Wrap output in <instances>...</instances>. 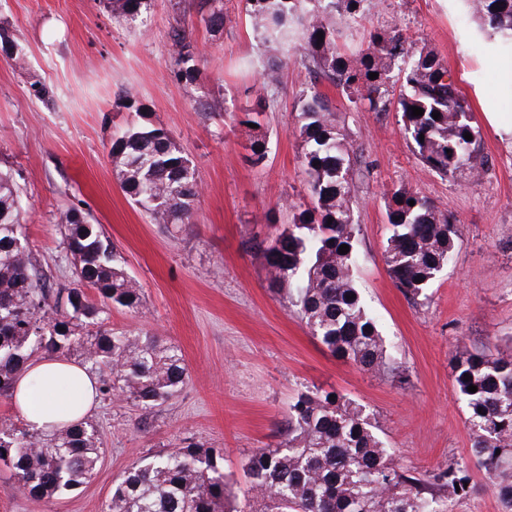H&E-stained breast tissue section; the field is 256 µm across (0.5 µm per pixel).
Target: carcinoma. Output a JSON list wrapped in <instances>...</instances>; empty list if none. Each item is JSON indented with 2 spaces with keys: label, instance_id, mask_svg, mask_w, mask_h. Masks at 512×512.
<instances>
[{
  "label": "carcinoma",
  "instance_id": "carcinoma-1",
  "mask_svg": "<svg viewBox=\"0 0 512 512\" xmlns=\"http://www.w3.org/2000/svg\"><path fill=\"white\" fill-rule=\"evenodd\" d=\"M367 2L247 0L255 38L273 55L263 69L266 93L258 95L239 124H255L247 160L253 167L265 165L269 141L260 117L271 111L284 60L300 53L310 84L299 97L294 133L302 146L309 202L292 207L290 224L269 240H252L251 249L262 259L269 287L296 309L332 356L380 373L388 368L389 356L354 277L360 153L320 85L339 88L348 112L396 109L420 161L443 177L465 172L477 177L484 163L473 114L431 47L416 46L403 32L383 27L363 29L357 50H344L342 40L365 18ZM102 4L118 23L147 22L148 0ZM467 4L497 34V49L512 54V0ZM188 8L214 35L231 22L222 0H191ZM169 39L174 78L196 82L202 58L197 44L178 23L171 26ZM0 43L9 45L15 63H25V47L3 26ZM371 72L378 77L370 79ZM412 106L424 114L412 116ZM434 111L440 117L433 118ZM466 132L472 139L464 138ZM110 156L123 191L152 223H193L196 168L166 129L133 124L112 139ZM21 195L12 175L0 172V397L12 396L16 377L36 354L69 358L77 352L99 370L100 395L124 396L144 408L167 401L188 378L185 360L180 349L151 333L116 331L105 324L111 307L136 309L142 295L118 264L101 225L86 217L75 220L79 210L74 207L60 213L74 272L72 286L55 289L31 260ZM385 209L388 273L396 288L415 299L448 263L457 225L405 185L386 194ZM343 244L349 246L345 254L339 252ZM88 288L99 301L90 299ZM452 368L473 439L465 461L418 477L394 462L365 406L313 392L290 408L285 440L245 458L249 495L244 506L229 498L224 449L185 442L150 452L125 471L114 481L104 512H442L441 499L467 492L472 464L484 470L504 512H512V354L463 351ZM466 374L471 379L464 380ZM470 385L477 391L469 392ZM102 454L98 430L87 419L48 433L13 424L0 428V462L18 488L34 498L51 499L85 484Z\"/></svg>",
  "mask_w": 512,
  "mask_h": 512
}]
</instances>
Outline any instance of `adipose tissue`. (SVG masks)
<instances>
[{"label": "adipose tissue", "mask_w": 512, "mask_h": 512, "mask_svg": "<svg viewBox=\"0 0 512 512\" xmlns=\"http://www.w3.org/2000/svg\"><path fill=\"white\" fill-rule=\"evenodd\" d=\"M95 384L74 360L45 356L19 376L11 402L27 428L47 432L63 421L84 418L95 406Z\"/></svg>", "instance_id": "obj_1"}]
</instances>
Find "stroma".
Returning <instances> with one entry per match:
<instances>
[{
	"label": "stroma",
	"mask_w": 512,
	"mask_h": 512,
	"mask_svg": "<svg viewBox=\"0 0 512 512\" xmlns=\"http://www.w3.org/2000/svg\"><path fill=\"white\" fill-rule=\"evenodd\" d=\"M233 22L214 36L184 0H150L149 24H118L100 0H0V25L27 50L24 64L0 51V170L23 190L32 260L52 287H69L72 258L57 222L76 206L101 224L141 289L139 310L111 308L110 327L150 332L181 350L188 381L159 406L98 400L89 418L103 458L94 476L52 500L30 497L0 471V512H102L112 485L148 451L190 438L224 451L229 489L243 498V458L286 437L288 412L308 390L336 392L373 413L398 464L422 475L468 458L466 408L452 377L461 351L512 346V138L485 119L475 86L512 116V60L491 55L462 0H372L366 26H398L426 42L448 67L480 131L486 159L479 178H444L424 166L396 112H348L362 154L353 220L356 282L377 318L390 367L358 369L322 347L267 287L247 247L269 220L290 221L306 201L301 146L293 133L298 92L308 77L298 58L284 66L265 168L246 160L238 120L262 88L266 54L244 0H224ZM181 24L203 58L195 83L174 82L168 32ZM48 90L49 101L35 94ZM218 107L201 112V100ZM143 110L192 159L201 186L193 223L168 234L122 191L109 151ZM407 186L435 201L458 228L451 261L410 299L387 272L384 193ZM448 512H502L497 494L472 469L466 496Z\"/></svg>",
	"instance_id": "1"
}]
</instances>
